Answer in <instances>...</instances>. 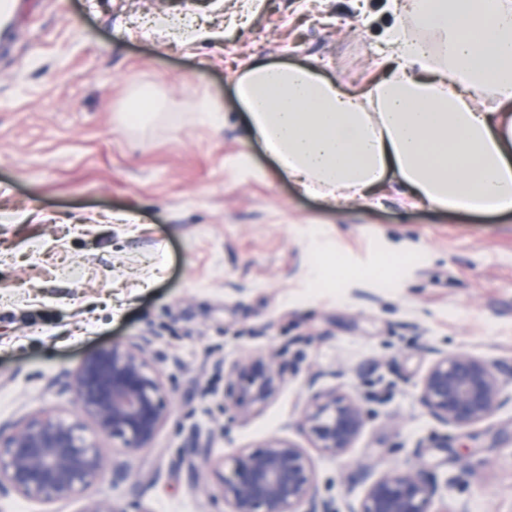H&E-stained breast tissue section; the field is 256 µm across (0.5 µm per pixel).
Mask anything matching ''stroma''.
<instances>
[{
  "instance_id": "obj_1",
  "label": "stroma",
  "mask_w": 512,
  "mask_h": 512,
  "mask_svg": "<svg viewBox=\"0 0 512 512\" xmlns=\"http://www.w3.org/2000/svg\"><path fill=\"white\" fill-rule=\"evenodd\" d=\"M232 2L18 0L0 46V433L46 410L82 421L64 373L142 336L169 415L137 453L101 441L127 462L126 483L52 504L4 491L0 512H83L91 498L116 512H224L218 461L272 436L307 447L337 512H357L360 469L411 467L448 485L450 512H512V400L462 433L418 400L433 350L512 363V212L410 208L394 186L336 211L300 194L247 143L228 59L314 63L362 86L392 17L383 0H263L230 29ZM153 14L222 37L149 36ZM145 90L157 109L130 115ZM201 98L219 122L192 112ZM123 213L139 223H114ZM249 356L287 379L240 420L224 366ZM335 386L370 414L341 458L299 427L313 393ZM197 443L209 459L192 457Z\"/></svg>"
}]
</instances>
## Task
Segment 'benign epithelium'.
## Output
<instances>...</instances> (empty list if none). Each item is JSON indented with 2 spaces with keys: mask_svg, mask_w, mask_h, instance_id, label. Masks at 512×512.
<instances>
[{
  "mask_svg": "<svg viewBox=\"0 0 512 512\" xmlns=\"http://www.w3.org/2000/svg\"><path fill=\"white\" fill-rule=\"evenodd\" d=\"M152 338L108 346L90 353L65 375L71 393L97 435L120 440L130 451L151 446L168 410L160 371L149 357ZM421 382L419 400L436 422L465 431L494 415L509 398L505 383L512 367L469 353L434 351ZM228 399L248 416L264 406L284 384L283 368L271 359L244 358L224 371ZM367 413L361 401L334 389L316 395L303 411L301 426L314 447L342 457L363 431ZM76 421L44 413L12 428L0 448V487L44 504L78 498L112 473V483L129 479L128 464L88 442ZM357 512H433L439 486L420 469L388 471L371 478ZM219 494L227 512H336L319 495L304 448L282 438L238 451L219 474Z\"/></svg>",
  "mask_w": 512,
  "mask_h": 512,
  "instance_id": "obj_1",
  "label": "benign epithelium"
}]
</instances>
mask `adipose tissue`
Wrapping results in <instances>:
<instances>
[{"instance_id": "obj_1", "label": "adipose tissue", "mask_w": 512, "mask_h": 512, "mask_svg": "<svg viewBox=\"0 0 512 512\" xmlns=\"http://www.w3.org/2000/svg\"><path fill=\"white\" fill-rule=\"evenodd\" d=\"M381 78L351 90L256 60L236 79L249 140L333 209L391 183L412 204L512 210V0H387ZM427 33L412 37L409 24Z\"/></svg>"}]
</instances>
